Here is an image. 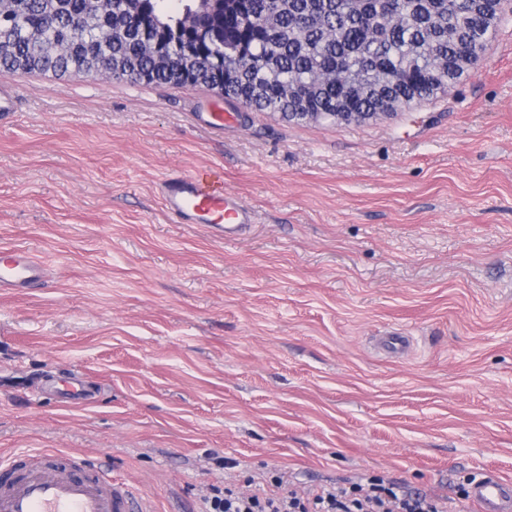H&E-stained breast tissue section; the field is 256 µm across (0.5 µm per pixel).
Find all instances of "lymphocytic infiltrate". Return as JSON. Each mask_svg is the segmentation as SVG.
<instances>
[{"instance_id":"1","label":"lymphocytic infiltrate","mask_w":512,"mask_h":512,"mask_svg":"<svg viewBox=\"0 0 512 512\" xmlns=\"http://www.w3.org/2000/svg\"><path fill=\"white\" fill-rule=\"evenodd\" d=\"M203 512H448L445 498L411 494L378 478L313 490L300 488L287 473L247 477L244 486L209 487Z\"/></svg>"}]
</instances>
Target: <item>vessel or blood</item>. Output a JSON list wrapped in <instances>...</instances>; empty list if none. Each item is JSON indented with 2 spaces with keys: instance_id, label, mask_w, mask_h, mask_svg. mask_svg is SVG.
Segmentation results:
<instances>
[{
  "instance_id": "vessel-or-blood-1",
  "label": "vessel or blood",
  "mask_w": 512,
  "mask_h": 512,
  "mask_svg": "<svg viewBox=\"0 0 512 512\" xmlns=\"http://www.w3.org/2000/svg\"><path fill=\"white\" fill-rule=\"evenodd\" d=\"M166 211L185 224H205L224 239L235 238L255 215L226 192L219 172L173 173L159 183ZM47 270L26 249L0 247V290L16 293L42 281ZM468 499L480 512H512V484L487 472L471 482ZM0 512H156L153 499L137 484L103 470L78 472L72 452L20 455L0 472Z\"/></svg>"
}]
</instances>
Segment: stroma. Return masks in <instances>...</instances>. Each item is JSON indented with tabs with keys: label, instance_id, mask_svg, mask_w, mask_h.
I'll return each instance as SVG.
<instances>
[{
	"label": "stroma",
	"instance_id": "stroma-1",
	"mask_svg": "<svg viewBox=\"0 0 512 512\" xmlns=\"http://www.w3.org/2000/svg\"><path fill=\"white\" fill-rule=\"evenodd\" d=\"M0 90V246L53 270L0 293V455L70 450L157 512L275 468L451 499L512 480V7L460 83L358 124L203 85ZM206 168L258 218L235 239L165 212L161 178Z\"/></svg>",
	"mask_w": 512,
	"mask_h": 512
}]
</instances>
